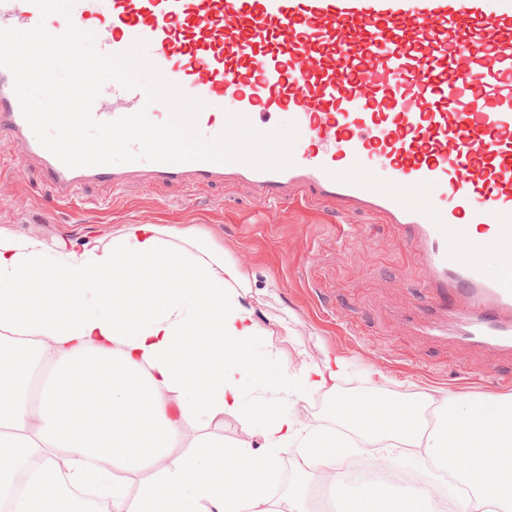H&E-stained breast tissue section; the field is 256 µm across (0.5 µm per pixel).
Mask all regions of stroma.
<instances>
[{
	"label": "stroma",
	"instance_id": "stroma-1",
	"mask_svg": "<svg viewBox=\"0 0 512 512\" xmlns=\"http://www.w3.org/2000/svg\"><path fill=\"white\" fill-rule=\"evenodd\" d=\"M109 194L107 187L87 185L77 189L75 204H58L37 171L20 178L0 174V225L22 235L68 237L79 252L122 224L199 226L232 252L251 280L243 302L265 331L255 355H273L292 372L309 356L339 357L346 363L336 382L340 397L365 392L413 401L428 393L440 405L448 396L469 401L507 395L501 381L512 377L511 358L399 330V322L421 315L427 297L418 260L393 225L356 215L364 233L344 242L338 224H311L300 212L261 209L244 186L150 193L132 185L114 207L105 203ZM279 319L287 321V330L276 329ZM330 398L283 393L277 404L301 415L309 428L345 438L352 460L366 462L383 452L382 444L367 443L336 422ZM318 483L317 469L291 445L276 464L271 494L295 496L300 512H314L311 491Z\"/></svg>",
	"mask_w": 512,
	"mask_h": 512
}]
</instances>
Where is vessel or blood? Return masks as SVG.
I'll list each match as a JSON object with an SVG mask.
<instances>
[{
    "mask_svg": "<svg viewBox=\"0 0 512 512\" xmlns=\"http://www.w3.org/2000/svg\"><path fill=\"white\" fill-rule=\"evenodd\" d=\"M93 30L118 54L142 40L168 82L202 101L196 127L220 135L233 107L257 131L287 114L290 166L146 161L68 167L23 116L0 67V150L37 169L54 201L86 184L113 192L247 185L260 205L285 203L393 224L419 256L434 314L422 333L512 354V0H75L42 16L32 0H0V28ZM149 109L143 89L102 88L91 114L107 122ZM382 161L388 178L367 188ZM482 227L498 271L478 275L458 250Z\"/></svg>",
    "mask_w": 512,
    "mask_h": 512,
    "instance_id": "b4317fda",
    "label": "vessel or blood"
}]
</instances>
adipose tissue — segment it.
<instances>
[{
  "label": "adipose tissue",
  "instance_id": "adipose-tissue-1",
  "mask_svg": "<svg viewBox=\"0 0 512 512\" xmlns=\"http://www.w3.org/2000/svg\"><path fill=\"white\" fill-rule=\"evenodd\" d=\"M250 289L222 245L195 227L124 224L100 248L76 251L0 226V504L7 512H298L269 491L280 451L336 470L345 443L278 412L274 396L332 393L339 359L288 373L256 357L263 330ZM272 391L247 404L242 382ZM413 402L336 399L339 423L363 439H394L460 480L451 512H512V397L448 398L436 427ZM247 418L264 450L208 433ZM189 452L171 458L186 425ZM477 462L461 466L457 455ZM151 470L130 486L127 477ZM430 492L392 495L374 483L337 512H426Z\"/></svg>",
  "mask_w": 512,
  "mask_h": 512
}]
</instances>
